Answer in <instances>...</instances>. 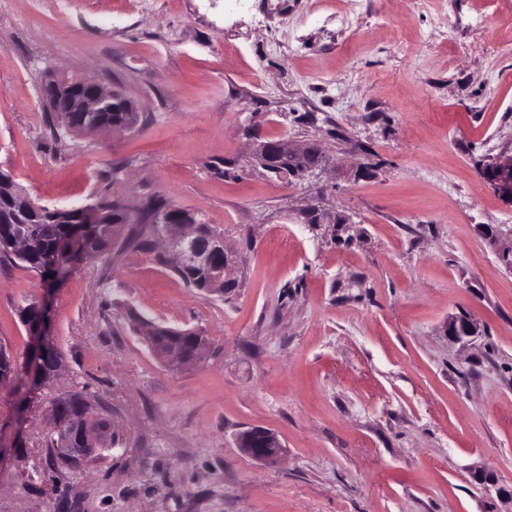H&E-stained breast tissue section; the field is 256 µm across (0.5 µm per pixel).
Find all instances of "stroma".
<instances>
[{
	"label": "stroma",
	"mask_w": 512,
	"mask_h": 512,
	"mask_svg": "<svg viewBox=\"0 0 512 512\" xmlns=\"http://www.w3.org/2000/svg\"><path fill=\"white\" fill-rule=\"evenodd\" d=\"M57 72L136 127L54 134ZM280 139L322 169H263ZM510 155L512 0H0V170L47 206L173 204L235 259L221 292L134 248L50 292L0 263V347L28 365L40 299L64 363L0 385V512H512V201L483 175ZM141 319L210 357L169 368ZM65 396L116 447L48 471ZM477 334V325L468 318L455 317L448 322V336L456 343L468 344ZM238 446L249 457L263 463H273L285 453V448L272 431L251 428L240 432L236 438Z\"/></svg>",
	"instance_id": "1"
}]
</instances>
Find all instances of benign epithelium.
I'll list each match as a JSON object with an SVG mask.
<instances>
[{
    "mask_svg": "<svg viewBox=\"0 0 512 512\" xmlns=\"http://www.w3.org/2000/svg\"><path fill=\"white\" fill-rule=\"evenodd\" d=\"M41 97L49 105L57 124L67 131H75L71 124L73 112H105L118 104L121 111L133 112V104L121 93L102 87L78 75L61 74L48 79L41 88ZM316 148L310 143L302 149L295 148L287 141H267L261 144L258 153L260 164L272 172L288 171V160L304 157ZM487 181L502 196L512 200V156L492 162ZM112 208V200L100 198L89 205H79L80 221L85 224L96 223L103 210ZM46 210L52 217L67 215L68 208L44 207L31 199L21 188H14L8 205L0 210V223L13 224L22 215L32 211ZM150 223L160 225L158 240L165 244L163 254L175 260L190 277L200 280L204 290L216 291L228 282L229 259L219 263L221 256L228 255L224 238L200 237L194 219L173 205H166L154 210ZM40 318L33 322L29 334L34 339L35 362L30 373L36 386L50 383L60 372L55 369L47 374L37 365L43 352L53 348L45 322L46 309L35 304ZM478 334L477 325L465 317H455L448 322V336L456 343L467 344ZM144 335L155 355L170 367L181 368L187 364L204 361L210 350L209 340L194 331L181 332L171 327L146 324ZM84 434L89 442L87 448H75L70 444V437L75 433ZM52 446V463L54 466H73L88 459L105 446L104 434L93 429L90 418L83 416L69 422L53 420L48 432ZM238 446L249 457L263 463H273L285 453V448L272 431L264 428H251L240 432L236 438Z\"/></svg>",
    "mask_w": 512,
    "mask_h": 512,
    "instance_id": "benign-epithelium-1",
    "label": "benign epithelium"
}]
</instances>
